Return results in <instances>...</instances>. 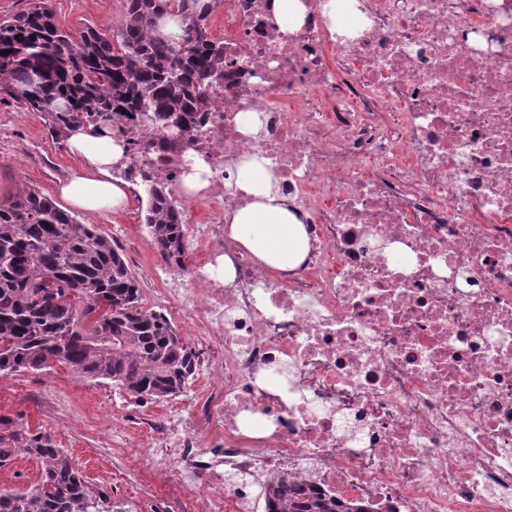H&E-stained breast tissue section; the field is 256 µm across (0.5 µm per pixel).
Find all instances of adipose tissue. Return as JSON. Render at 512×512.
Here are the masks:
<instances>
[{
  "mask_svg": "<svg viewBox=\"0 0 512 512\" xmlns=\"http://www.w3.org/2000/svg\"><path fill=\"white\" fill-rule=\"evenodd\" d=\"M68 147L78 166L60 184L59 197L67 205L89 213L107 214L122 208L128 200L125 183L112 175V163L121 155L120 146L78 128L72 131ZM234 186L252 201L227 216L230 237L272 270L291 272L299 268L309 249L307 234L289 210L265 160L254 159L239 167Z\"/></svg>",
  "mask_w": 512,
  "mask_h": 512,
  "instance_id": "1",
  "label": "adipose tissue"
}]
</instances>
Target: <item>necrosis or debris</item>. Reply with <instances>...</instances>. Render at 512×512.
<instances>
[{"instance_id":"4bbe7bcc","label":"necrosis or debris","mask_w":512,"mask_h":512,"mask_svg":"<svg viewBox=\"0 0 512 512\" xmlns=\"http://www.w3.org/2000/svg\"><path fill=\"white\" fill-rule=\"evenodd\" d=\"M273 2L217 0L224 76L177 149L116 130L113 175L158 171L207 251L164 267L162 301L224 348L223 436L169 420L158 445L209 512H258L281 478L365 512H512V0H356L349 36L322 0L282 30ZM252 156L307 229L294 272L224 231Z\"/></svg>"}]
</instances>
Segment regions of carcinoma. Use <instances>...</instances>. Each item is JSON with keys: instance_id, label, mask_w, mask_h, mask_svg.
Returning <instances> with one entry per match:
<instances>
[{"instance_id": "cac0c4a2", "label": "carcinoma", "mask_w": 512, "mask_h": 512, "mask_svg": "<svg viewBox=\"0 0 512 512\" xmlns=\"http://www.w3.org/2000/svg\"><path fill=\"white\" fill-rule=\"evenodd\" d=\"M214 0H126L116 29H62L46 0L0 21V95L42 112L63 141L79 127L99 138L137 112L166 132L189 135L208 89L224 70V43L207 18ZM179 19L177 38L157 22ZM142 221L167 260L184 255L181 205L154 178ZM139 280L95 225L29 189L0 202V376L62 368L78 380H109L137 402L184 393L196 354L173 325L141 305ZM0 418V465L25 453L39 469L26 491L0 489V512H103L69 455L51 437L9 430ZM268 512H342L336 499L281 479L264 491Z\"/></svg>"}]
</instances>
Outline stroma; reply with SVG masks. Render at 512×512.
Masks as SVG:
<instances>
[{
	"label": "stroma",
	"instance_id": "obj_1",
	"mask_svg": "<svg viewBox=\"0 0 512 512\" xmlns=\"http://www.w3.org/2000/svg\"><path fill=\"white\" fill-rule=\"evenodd\" d=\"M58 23L71 32L86 27H118L125 0H50ZM77 162L67 146L52 138L42 113L32 112L10 98L0 99V201L23 189L55 196ZM143 202L132 195L127 207L107 215L84 214L97 225L138 278L141 304L155 309L160 286L154 275L161 263L145 224L132 221ZM173 325L201 360L186 393L163 403L141 404L111 382L79 381L65 369L53 375L22 372L0 377V417L14 420L30 433L45 432L63 448L89 485L106 497L116 512H206L195 491L172 481L174 461L155 456L158 431L169 415L195 424L210 403L223 376L224 352L218 343L201 347L202 326L191 318Z\"/></svg>",
	"mask_w": 512,
	"mask_h": 512
}]
</instances>
